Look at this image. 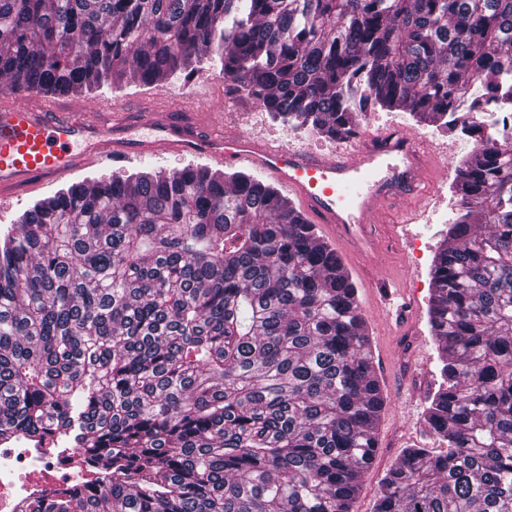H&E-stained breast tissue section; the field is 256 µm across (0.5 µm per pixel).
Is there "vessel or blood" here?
<instances>
[{
	"mask_svg": "<svg viewBox=\"0 0 512 512\" xmlns=\"http://www.w3.org/2000/svg\"><path fill=\"white\" fill-rule=\"evenodd\" d=\"M82 101L60 102L17 86L0 96V202L61 180L77 167L120 166L147 154L204 157L215 170L258 169L284 189L301 220L322 225L343 256L364 260L381 240L376 226L401 203L412 223L437 194L436 152L407 133H369L320 154L291 144L273 146L237 131L202 129L182 106L157 113L110 104L112 126L96 124Z\"/></svg>",
	"mask_w": 512,
	"mask_h": 512,
	"instance_id": "vessel-or-blood-1",
	"label": "vessel or blood"
}]
</instances>
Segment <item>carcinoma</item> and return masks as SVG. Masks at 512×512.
I'll use <instances>...</instances> for the list:
<instances>
[{
    "mask_svg": "<svg viewBox=\"0 0 512 512\" xmlns=\"http://www.w3.org/2000/svg\"><path fill=\"white\" fill-rule=\"evenodd\" d=\"M346 139L377 109L478 140L433 261L429 442L374 512H512V0H0V81L191 79ZM480 204L486 234L472 230ZM355 284L271 185L189 165L58 189L0 236V447L92 478L18 512H354L387 396ZM486 130L489 131L503 150H512V114L502 112L488 122Z\"/></svg>",
    "mask_w": 512,
    "mask_h": 512,
    "instance_id": "obj_1",
    "label": "carcinoma"
}]
</instances>
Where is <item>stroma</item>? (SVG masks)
I'll list each match as a JSON object with an SVG mask.
<instances>
[{"instance_id": "35a3bbf8", "label": "stroma", "mask_w": 512, "mask_h": 512, "mask_svg": "<svg viewBox=\"0 0 512 512\" xmlns=\"http://www.w3.org/2000/svg\"><path fill=\"white\" fill-rule=\"evenodd\" d=\"M162 84L174 99L195 94L198 118L209 127L236 128L272 143L290 142L316 151L332 144L326 137L292 129L274 119L263 107L252 103L237 104L232 111H225L227 94L219 63H207L202 72L187 81L179 76H164ZM361 126L374 132H410L447 146L450 155L449 161L440 169L441 192L437 200L421 210L415 223L383 226L380 268L382 274L396 281L401 291L400 302L405 313L400 322L386 320L357 266L352 263L346 266L358 289L372 338L374 366L388 396L378 448L371 466L362 476L361 491L354 507L355 512H373L382 480L390 468L406 448L427 440L424 414L439 363L437 345L428 322L431 268L436 253L449 243L448 226L460 209L454 184L460 168L476 151L477 144L474 138L451 136L436 125L417 122L406 110L370 113Z\"/></svg>"}]
</instances>
